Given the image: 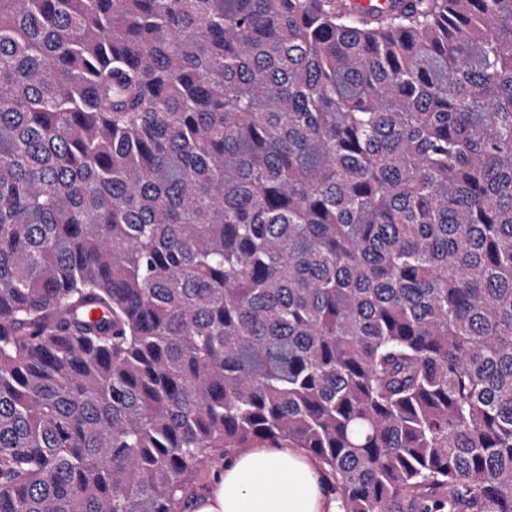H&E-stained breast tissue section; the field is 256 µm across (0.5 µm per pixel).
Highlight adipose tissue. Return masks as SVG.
Here are the masks:
<instances>
[{"mask_svg": "<svg viewBox=\"0 0 512 512\" xmlns=\"http://www.w3.org/2000/svg\"><path fill=\"white\" fill-rule=\"evenodd\" d=\"M185 512H341V502L304 449L262 445L224 459Z\"/></svg>", "mask_w": 512, "mask_h": 512, "instance_id": "1", "label": "adipose tissue"}]
</instances>
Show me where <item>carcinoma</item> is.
Segmentation results:
<instances>
[{
	"mask_svg": "<svg viewBox=\"0 0 512 512\" xmlns=\"http://www.w3.org/2000/svg\"><path fill=\"white\" fill-rule=\"evenodd\" d=\"M512 512V0H0V512ZM405 0H345L344 5L348 10L365 18L379 14L380 12L402 8ZM219 464L204 467L201 490ZM185 512H341V502L303 448L261 445L224 459Z\"/></svg>",
	"mask_w": 512,
	"mask_h": 512,
	"instance_id": "carcinoma-1",
	"label": "carcinoma"
}]
</instances>
